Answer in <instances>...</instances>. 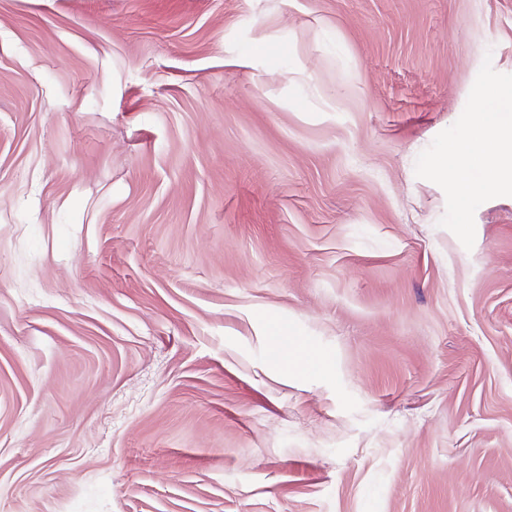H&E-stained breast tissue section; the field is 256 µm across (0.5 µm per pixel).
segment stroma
<instances>
[{
    "mask_svg": "<svg viewBox=\"0 0 512 512\" xmlns=\"http://www.w3.org/2000/svg\"><path fill=\"white\" fill-rule=\"evenodd\" d=\"M487 57L512 0H0V512H512V196L415 174ZM283 367L288 371V367H292L297 370H308L310 368H316L321 371H327L330 365V358L327 355H319L314 357L312 352L306 351L302 356H289L286 355L282 359Z\"/></svg>",
    "mask_w": 512,
    "mask_h": 512,
    "instance_id": "1",
    "label": "stroma"
}]
</instances>
